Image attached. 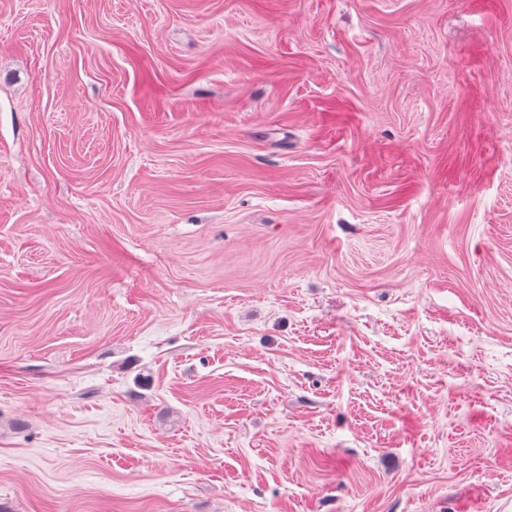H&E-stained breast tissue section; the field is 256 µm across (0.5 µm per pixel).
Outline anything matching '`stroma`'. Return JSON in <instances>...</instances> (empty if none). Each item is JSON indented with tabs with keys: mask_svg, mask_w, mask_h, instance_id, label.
<instances>
[{
	"mask_svg": "<svg viewBox=\"0 0 512 512\" xmlns=\"http://www.w3.org/2000/svg\"><path fill=\"white\" fill-rule=\"evenodd\" d=\"M0 512H512V0H0Z\"/></svg>",
	"mask_w": 512,
	"mask_h": 512,
	"instance_id": "obj_1",
	"label": "stroma"
}]
</instances>
